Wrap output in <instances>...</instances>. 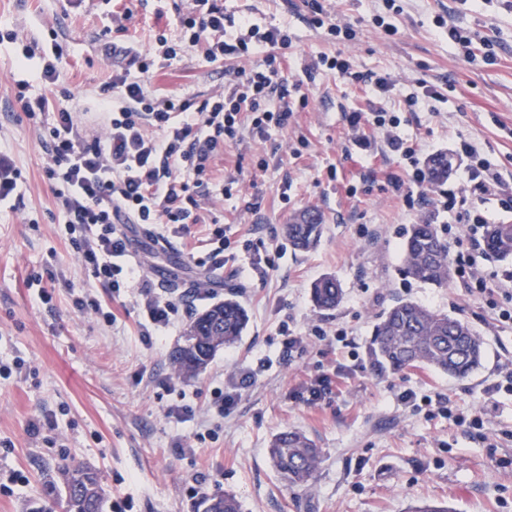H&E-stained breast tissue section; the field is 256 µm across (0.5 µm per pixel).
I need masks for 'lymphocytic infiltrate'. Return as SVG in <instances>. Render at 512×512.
Listing matches in <instances>:
<instances>
[{
  "label": "lymphocytic infiltrate",
  "instance_id": "obj_1",
  "mask_svg": "<svg viewBox=\"0 0 512 512\" xmlns=\"http://www.w3.org/2000/svg\"><path fill=\"white\" fill-rule=\"evenodd\" d=\"M176 24L177 35L157 33L149 49L124 48L125 63L102 87L98 111L83 115L59 98L34 93V83H59L61 73L55 65L44 64L33 80L15 83V100L29 121L53 116L41 130L43 173L70 245L94 282L115 293L137 287L147 326L142 341L148 346L154 333L178 323L193 303L214 299L215 283L210 276L198 281L188 299L178 301L141 285V267L128 259L126 225L198 223L216 157L238 145L244 134L262 138L273 130L287 131L296 108L308 104L300 92L303 83L313 82L319 70L337 71L344 80L371 90L369 111L355 110L347 116L357 133L355 146L370 148L359 129L365 123L374 126L388 152L408 161L412 182L421 187L431 184L427 171L418 166L417 144L403 131L399 118L388 116L381 105L394 86L389 73L353 72L339 56L322 54L301 67L298 79L287 80V28L234 17L226 12L223 0H180ZM192 52L209 63L237 59L241 65L222 90L199 102L149 89L146 77L153 68L172 66ZM458 150L468 160L463 182L471 203L441 189L428 203L469 226L472 253L457 254L455 261L464 286L473 291L483 278L472 254L481 251L488 222L479 210L498 199L502 177L479 160L471 143L461 142Z\"/></svg>",
  "mask_w": 512,
  "mask_h": 512
}]
</instances>
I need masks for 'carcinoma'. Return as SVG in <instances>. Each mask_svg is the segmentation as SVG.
Masks as SVG:
<instances>
[{"instance_id": "carcinoma-1", "label": "carcinoma", "mask_w": 512, "mask_h": 512, "mask_svg": "<svg viewBox=\"0 0 512 512\" xmlns=\"http://www.w3.org/2000/svg\"><path fill=\"white\" fill-rule=\"evenodd\" d=\"M432 181L448 173V155L428 160ZM323 218L316 211L298 214L285 226L290 244L299 250L315 246L322 236ZM486 245L495 256L512 257V224H490ZM403 273L420 282L443 285L450 266L448 244L434 225L424 222L410 228L403 247ZM316 308L334 310L341 303L343 289L333 275L317 279L311 287ZM248 322L247 312L236 300L214 304L189 325L184 344L172 354L173 364L186 377L201 373L216 352L234 344ZM372 367L380 374H400L424 366L456 378H465L481 364L483 340L468 324L451 319L417 302L393 305L374 325L367 345ZM268 454L281 480L288 487L304 486L314 477L321 462V449L298 431H281L271 440ZM65 512H104L105 498L97 472L81 466L59 470V481L51 483ZM200 512H242L235 495H205Z\"/></svg>"}]
</instances>
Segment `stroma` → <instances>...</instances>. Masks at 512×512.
<instances>
[{
    "mask_svg": "<svg viewBox=\"0 0 512 512\" xmlns=\"http://www.w3.org/2000/svg\"><path fill=\"white\" fill-rule=\"evenodd\" d=\"M227 12H248L260 21L287 25L296 61L341 54L357 72L382 70L395 87L384 106L398 115L423 155H453L446 187L462 190L464 159L455 151L472 143L502 175L501 196L512 199V0H326L336 19L350 23V41L328 40L309 27L304 6L285 0H224ZM478 32L471 48L448 41L436 16ZM384 17L398 29L387 36ZM0 24L16 27L22 41L44 45L57 39V66L80 109H93L112 76L104 44L135 39L150 48L158 31L173 32L171 0H150L137 9L127 32L110 31L99 0H0ZM14 44H0V152L22 173L16 209L0 210V512H63L47 487L63 461L95 469L106 502L132 496L137 512H195L189 488L204 476L211 494H234L243 512H406L410 504L444 500L454 512H512V391L496 389L512 363V310L498 279L512 271V258L480 255L476 263L486 288L471 294L458 276L438 286L406 277L402 248L411 225L444 229L453 215L429 205L408 207L414 191L407 162L386 152L382 135L366 127L371 152L351 144L346 116L367 110L364 85L345 83L324 69L303 85L306 108L294 115L291 133L267 140L244 136L214 163L210 201L202 221L190 225L167 248L137 231L139 263L151 287L186 291L206 273L195 261L208 249L211 222L223 225L228 263L218 278V298L235 297L248 324L239 340L220 349L195 378L183 381L194 421L165 414L176 395L164 383L175 373L172 353L184 342L188 320L153 346L141 340L140 309L132 293L112 295L94 287L106 310V325L78 313L72 288L94 286L69 244L53 192L42 177L45 157L38 132L14 99ZM224 63L186 56L151 71V89L205 98L223 87ZM426 81L442 94L436 110L408 107L405 98ZM266 168H258L259 158ZM403 177L394 188L389 176ZM238 193L222 198L223 181ZM313 209L323 217L319 245L299 252L284 235L285 224ZM273 268L266 280L248 281L254 253ZM44 275L50 303L34 298L27 281ZM336 276L344 298L334 311H318L310 297L314 281ZM411 300L467 322L484 341L481 365L458 380L426 367L396 375L374 372L366 346L380 315L397 301ZM303 337L302 351L282 352V327ZM322 327L325 337L314 336ZM345 330L346 340L335 339ZM254 371V383L234 386V368ZM329 377L331 394L310 405L302 392ZM234 395L224 418L210 416L214 390ZM441 396L447 411L399 399L403 390ZM52 415L56 442L27 432L30 420ZM480 416L472 428L469 418ZM295 428L322 450L310 489L281 484L266 454L273 434Z\"/></svg>",
    "mask_w": 512,
    "mask_h": 512,
    "instance_id": "stroma-1",
    "label": "stroma"
}]
</instances>
